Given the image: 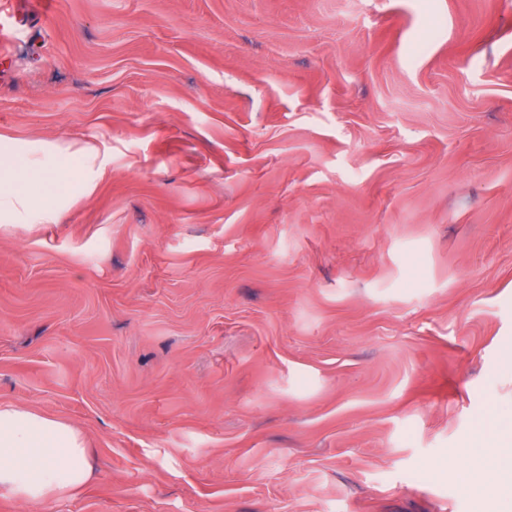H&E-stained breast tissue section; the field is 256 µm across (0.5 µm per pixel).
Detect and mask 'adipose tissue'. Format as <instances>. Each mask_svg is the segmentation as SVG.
Returning a JSON list of instances; mask_svg holds the SVG:
<instances>
[{"instance_id": "1", "label": "adipose tissue", "mask_w": 512, "mask_h": 512, "mask_svg": "<svg viewBox=\"0 0 512 512\" xmlns=\"http://www.w3.org/2000/svg\"><path fill=\"white\" fill-rule=\"evenodd\" d=\"M96 154L72 164L60 152L30 149L0 137V223L53 224L62 201L92 187ZM476 462L491 460L503 496L512 498V422L488 417L472 436ZM91 477L81 432L58 418L22 405L0 404V494L24 504H45L85 485Z\"/></svg>"}]
</instances>
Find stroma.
<instances>
[{
  "label": "stroma",
  "instance_id": "stroma-1",
  "mask_svg": "<svg viewBox=\"0 0 512 512\" xmlns=\"http://www.w3.org/2000/svg\"><path fill=\"white\" fill-rule=\"evenodd\" d=\"M0 5V135L103 161L0 224V404L93 467L0 512H504L512 0ZM468 448L477 463L490 456L499 491L512 501V421L505 423L489 416L472 436Z\"/></svg>",
  "mask_w": 512,
  "mask_h": 512
}]
</instances>
